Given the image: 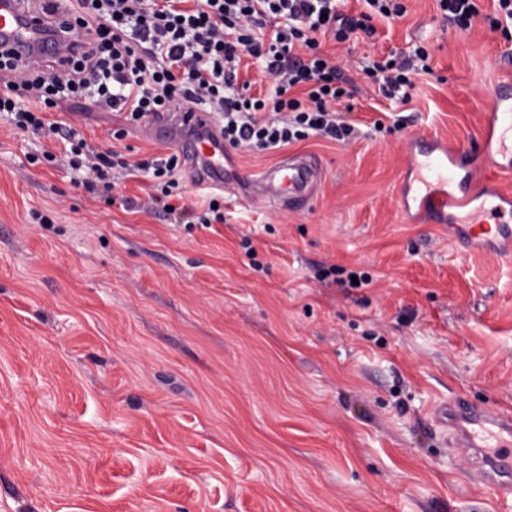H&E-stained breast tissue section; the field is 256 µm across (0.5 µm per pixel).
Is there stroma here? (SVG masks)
I'll return each mask as SVG.
<instances>
[{
	"instance_id": "1",
	"label": "stroma",
	"mask_w": 512,
	"mask_h": 512,
	"mask_svg": "<svg viewBox=\"0 0 512 512\" xmlns=\"http://www.w3.org/2000/svg\"><path fill=\"white\" fill-rule=\"evenodd\" d=\"M402 2L374 37L324 44L359 137L228 148L241 184L208 229L126 211L142 176L92 197L30 163L55 140L0 116V512H498L433 410L512 409V260L463 252L396 196L410 138L475 140L512 37ZM420 44L433 75L383 98L363 67ZM50 117L132 163L168 152L87 99ZM292 156L316 160L315 199L250 202L245 181ZM331 265L370 282L317 280Z\"/></svg>"
}]
</instances>
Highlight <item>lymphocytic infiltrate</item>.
Instances as JSON below:
<instances>
[{"label": "lymphocytic infiltrate", "instance_id": "f902f5d3", "mask_svg": "<svg viewBox=\"0 0 512 512\" xmlns=\"http://www.w3.org/2000/svg\"><path fill=\"white\" fill-rule=\"evenodd\" d=\"M177 0H76L65 27L86 29L88 38L61 67L36 61L18 69L0 50V112L18 129L53 137L62 155L43 152L82 175L84 189L111 201L118 176L152 175L155 191L147 199H124L126 208L168 209L179 194L178 155L128 162L113 150L89 146L70 125L50 122L48 109L59 100L96 87L99 107L124 111L130 122L170 112L186 102L208 104L223 121L224 142L233 148L272 151L315 136L350 139L355 128L338 107L355 86H343L336 62L322 50L356 33L374 36L375 19L401 18L400 0H363L359 15L340 11L338 0H205L186 10ZM269 38H261V31ZM262 60L275 87L270 97H255L237 86L242 55ZM430 55L416 47L411 56L373 61L363 74L388 99L408 102L418 77L431 74ZM302 98L290 97L292 89Z\"/></svg>", "mask_w": 512, "mask_h": 512}]
</instances>
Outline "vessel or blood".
<instances>
[{"label": "vessel or blood", "instance_id": "obj_1", "mask_svg": "<svg viewBox=\"0 0 512 512\" xmlns=\"http://www.w3.org/2000/svg\"><path fill=\"white\" fill-rule=\"evenodd\" d=\"M47 22L46 15L30 8L29 0H0V43L10 47L19 62L67 55L69 39H43ZM504 112H512V88L499 84L473 152L431 137H414L416 151L409 156L398 202L403 212L417 211L447 227L449 239L465 248L489 247L511 258L512 192L504 190L503 183L512 176V125H499ZM148 132L190 165L197 187L220 189L229 183L224 138L209 110L185 106L150 123ZM469 155L476 165L461 178L458 194H451L448 167ZM316 170L311 160L293 157L253 177L251 183L272 184L271 199L294 209L314 197ZM435 415L439 425L447 427L451 447L494 493L503 512H512V411L454 396L442 402Z\"/></svg>", "mask_w": 512, "mask_h": 512}]
</instances>
